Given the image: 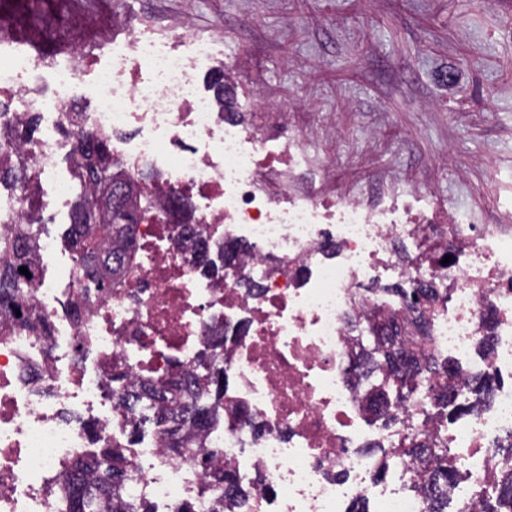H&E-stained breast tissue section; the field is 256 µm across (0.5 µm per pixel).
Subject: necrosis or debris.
Here are the masks:
<instances>
[{"instance_id": "necrosis-or-debris-1", "label": "necrosis or debris", "mask_w": 512, "mask_h": 512, "mask_svg": "<svg viewBox=\"0 0 512 512\" xmlns=\"http://www.w3.org/2000/svg\"><path fill=\"white\" fill-rule=\"evenodd\" d=\"M123 41L111 44L114 33ZM34 37L54 54L19 49L0 25V97L11 117L40 115L17 164L32 175L41 209L67 211L74 175H61L67 131L108 139L129 176L156 171L151 205L136 226L139 247L121 280L72 296L71 270L48 273L57 243L42 237L34 286L23 303L31 324L0 338V512H58L64 462L124 432L128 411L113 401V371L133 381L179 380L207 344L224 341V423L206 430L246 492L236 512H424L401 450L427 430L452 453L457 475L451 512H483L500 470L497 448L512 434V239L492 224L444 215V235L407 211L376 208L342 193L293 196L288 183L301 152L288 115L262 125L220 113L197 90L211 58L207 40L174 29H140L121 15H75L70 36L52 22ZM111 44L96 67L89 42ZM94 74V103L71 91ZM194 205L210 247L238 245L224 281L193 261L194 238L162 222L172 200ZM395 281L399 291L380 286ZM433 288L424 312L403 293ZM395 317L405 347L425 318L423 348L452 357L462 384L475 370L492 374V398L456 417L423 415L418 384L385 423L369 411L371 378L356 368L374 314ZM491 335L490 353L479 348ZM126 495L153 512H212L222 490L192 454L168 456L157 441L135 457Z\"/></svg>"}]
</instances>
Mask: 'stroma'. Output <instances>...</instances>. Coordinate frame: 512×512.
<instances>
[{
  "mask_svg": "<svg viewBox=\"0 0 512 512\" xmlns=\"http://www.w3.org/2000/svg\"><path fill=\"white\" fill-rule=\"evenodd\" d=\"M154 28L190 26L237 65L236 109L268 102L305 139L291 192L410 191L512 235V0H111Z\"/></svg>",
  "mask_w": 512,
  "mask_h": 512,
  "instance_id": "stroma-1",
  "label": "stroma"
}]
</instances>
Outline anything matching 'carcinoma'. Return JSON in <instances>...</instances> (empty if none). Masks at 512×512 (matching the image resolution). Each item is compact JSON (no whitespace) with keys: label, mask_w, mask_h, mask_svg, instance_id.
<instances>
[{"label":"carcinoma","mask_w":512,"mask_h":512,"mask_svg":"<svg viewBox=\"0 0 512 512\" xmlns=\"http://www.w3.org/2000/svg\"><path fill=\"white\" fill-rule=\"evenodd\" d=\"M33 131L29 120L21 124L13 138L0 140L1 185L11 189L27 180V174L16 167L13 152L31 138ZM68 135L75 140L73 163L82 184L67 232L76 254L72 287L83 288L91 282L105 289L122 275L128 251L135 246L133 226L144 212L143 186L128 177L112 157L108 140L88 138L76 125ZM40 235L41 225L26 224L10 237L0 236V309L14 313L13 321L0 322L1 337L27 327L25 316L15 312L21 308L23 289L33 287V279L20 273L19 268L32 269ZM196 255L212 277L224 278V265L212 259L206 243L200 244ZM398 335V324L389 320L376 331L373 348L366 353L364 367L382 380L371 398L374 414H382L393 399L412 392L411 384L416 379L427 381L431 409L440 414L445 409L450 414L462 412L469 401L494 393L495 379L489 373L470 380L465 394L458 393L445 381L454 373L452 364L439 361L431 353L402 347ZM223 347L224 342H214L202 355L198 371L181 383L148 380L136 384L121 372L111 378L112 398L148 413L164 447L174 454L194 452L206 470L212 468L217 451L202 446L197 431L206 429L216 418L212 401L218 402L224 396V368L220 365ZM195 391L207 394L211 403L190 402ZM499 452L506 455V460L488 512H512V447ZM402 453L418 462L413 483L425 493V512H444L440 504L448 503L456 486L455 472L448 467V449L413 433ZM64 470L65 481L60 486L62 512H150L146 501L124 497V483L134 470V462L119 442L90 457L70 461Z\"/></svg>","instance_id":"carcinoma-1"}]
</instances>
